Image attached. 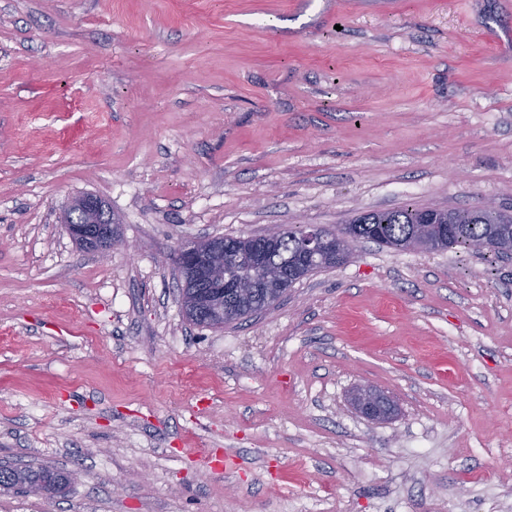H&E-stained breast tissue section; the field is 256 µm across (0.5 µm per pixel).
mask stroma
Masks as SVG:
<instances>
[{
	"label": "stroma",
	"instance_id": "35a3bbf8",
	"mask_svg": "<svg viewBox=\"0 0 512 512\" xmlns=\"http://www.w3.org/2000/svg\"><path fill=\"white\" fill-rule=\"evenodd\" d=\"M84 193L130 250L69 237ZM489 201L512 0H0V464L72 476L0 512H512L511 256L361 242L220 330L173 261ZM354 409L371 420H380L394 411L393 402L383 393L374 389H362L353 399Z\"/></svg>",
	"mask_w": 512,
	"mask_h": 512
}]
</instances>
